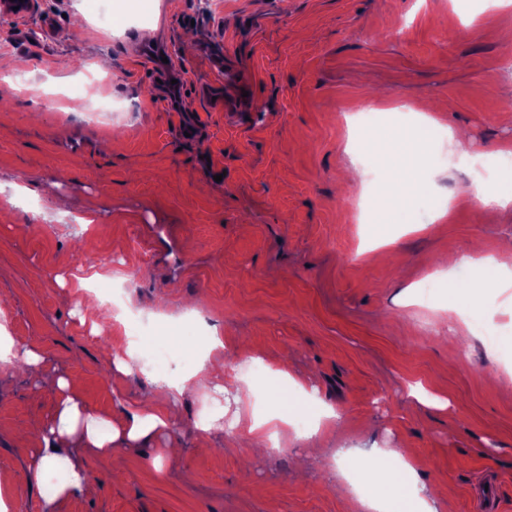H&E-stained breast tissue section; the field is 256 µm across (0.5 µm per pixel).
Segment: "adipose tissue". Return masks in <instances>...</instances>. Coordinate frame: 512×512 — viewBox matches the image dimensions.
<instances>
[{
    "instance_id": "adipose-tissue-1",
    "label": "adipose tissue",
    "mask_w": 512,
    "mask_h": 512,
    "mask_svg": "<svg viewBox=\"0 0 512 512\" xmlns=\"http://www.w3.org/2000/svg\"><path fill=\"white\" fill-rule=\"evenodd\" d=\"M435 120L427 114H419L416 128H400L379 139L367 140L366 149L379 160L391 163L395 168L382 190L384 207L377 213L378 222H386L389 209L403 206L426 188V178L420 171L419 155L427 137L426 129ZM158 388L170 396L179 397L190 388H209L220 394L241 396L243 389L238 380L226 378L222 356L205 360L191 379L172 382L157 379ZM58 396V407L50 422L31 437L21 440L27 448L25 478L29 483L42 485L46 471L63 470L64 480L51 491L44 493L46 504L56 500L88 492L93 484L80 455L89 453L106 459L120 448L145 444L159 435L169 433L179 421L176 407L160 406L139 399L128 402L118 400L111 419H104L81 400L73 381L65 377L50 383ZM79 439L80 450H73L71 439ZM408 479L412 487L390 482L389 496L399 512H439L444 499L443 490L418 478L416 468H409Z\"/></svg>"
}]
</instances>
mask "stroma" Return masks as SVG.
Wrapping results in <instances>:
<instances>
[{"label":"stroma","instance_id":"obj_1","mask_svg":"<svg viewBox=\"0 0 512 512\" xmlns=\"http://www.w3.org/2000/svg\"><path fill=\"white\" fill-rule=\"evenodd\" d=\"M151 18L111 28L84 0H36L28 17L0 24V296L15 353L34 347L43 386L0 374V499L9 512H349L357 483L387 493L396 459L377 475L336 466V452L409 448L421 477L452 485L441 512H477L471 486L492 478L501 512H512V287L474 298L459 258L478 249L512 271V208L483 205L467 168L440 165V136L425 147L428 186L392 224L361 223L357 199L379 208L388 180L370 152L358 162L370 188L344 184L350 164L344 117L358 111L403 120L412 110L463 131L467 160L492 170L490 191H512L501 147L512 144V6L483 0H150ZM245 74L258 121L228 122L199 93L217 73L203 45ZM160 48L185 81L167 104ZM121 100L111 119L88 122L84 98ZM201 118L193 136L182 119ZM454 198L449 219L424 220L421 203ZM94 208L97 221L76 216ZM395 238L388 261L364 246ZM447 276L419 292L433 268ZM101 273L128 309L165 338L186 319L205 352L224 342V368L249 375L253 401L290 409L310 426L289 377L314 385L339 426L296 437L251 459L234 402L209 451L193 446L212 406L202 388L178 406V463L154 467V448H123L114 460L86 456L93 490L46 508L21 478L16 436L50 421L56 394L45 384L76 379L96 413L111 416L117 394L166 397L141 373L111 374L105 351L122 349L127 320L78 305L79 282ZM493 325L495 345L472 334ZM262 357L261 372L250 369ZM422 383L443 410L408 395ZM323 463L299 469L303 449Z\"/></svg>","mask_w":512,"mask_h":512}]
</instances>
